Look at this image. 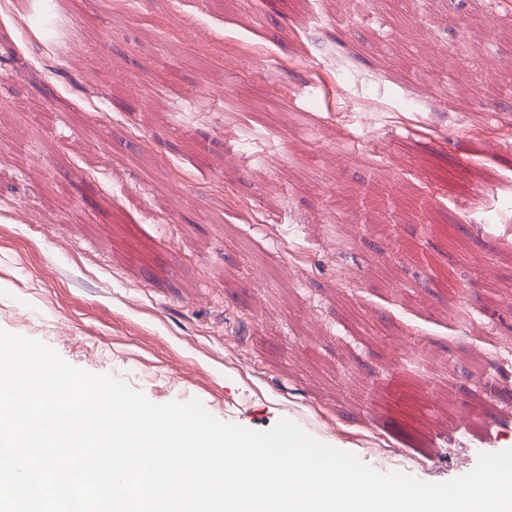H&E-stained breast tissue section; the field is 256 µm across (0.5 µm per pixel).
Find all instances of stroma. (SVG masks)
<instances>
[{
  "label": "stroma",
  "mask_w": 512,
  "mask_h": 512,
  "mask_svg": "<svg viewBox=\"0 0 512 512\" xmlns=\"http://www.w3.org/2000/svg\"><path fill=\"white\" fill-rule=\"evenodd\" d=\"M29 2L0 0V329L156 404L289 419L384 474L399 453L445 482L512 449V359L493 356L512 336V0H415L398 28L391 0L347 28L350 0H66L82 59L55 75ZM74 74L101 96H72ZM423 74L455 97L414 100ZM284 147L302 162L273 169ZM336 218L358 251L326 242Z\"/></svg>",
  "instance_id": "1"
}]
</instances>
